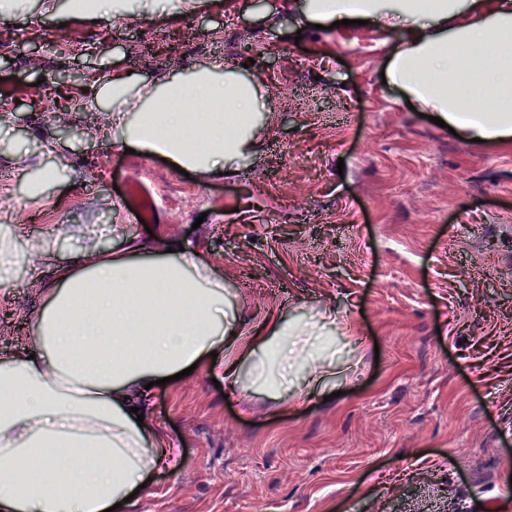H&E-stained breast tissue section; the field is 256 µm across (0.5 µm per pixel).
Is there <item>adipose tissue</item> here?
Instances as JSON below:
<instances>
[{"label":"adipose tissue","instance_id":"1","mask_svg":"<svg viewBox=\"0 0 512 512\" xmlns=\"http://www.w3.org/2000/svg\"><path fill=\"white\" fill-rule=\"evenodd\" d=\"M305 15L400 29L392 84L468 138L512 139V0H307ZM258 96L215 62L152 83L117 73L99 94L113 144L211 177L254 149ZM109 235L112 246L93 238L67 259L52 239L28 241V259L53 278L25 316L26 342L0 362V512H107L127 498L174 452L148 383L210 353L234 392L247 370L262 384L297 371V402L329 381L327 368L305 366L312 351L296 347L282 314L239 341L224 283L192 244L121 224Z\"/></svg>","mask_w":512,"mask_h":512}]
</instances>
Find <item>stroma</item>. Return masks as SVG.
Masks as SVG:
<instances>
[{
  "mask_svg": "<svg viewBox=\"0 0 512 512\" xmlns=\"http://www.w3.org/2000/svg\"><path fill=\"white\" fill-rule=\"evenodd\" d=\"M38 0L0 20V204L61 257L120 213L128 234L194 243L249 329L283 311L330 339V389L296 405L225 395L205 368L161 386L154 416L178 446L121 512H512V142L474 143L410 109L383 82L395 33L307 26L282 0H179L127 21L78 20ZM42 55L40 68L28 64ZM222 61L254 79L264 129L234 174L183 175L154 154L59 138L49 109L83 120L113 73L152 82ZM88 85L57 89L60 70ZM58 171L40 198L12 158ZM151 193V225L124 207ZM47 269L0 278V359L25 342L23 310Z\"/></svg>",
  "mask_w": 512,
  "mask_h": 512,
  "instance_id": "obj_1",
  "label": "stroma"
}]
</instances>
